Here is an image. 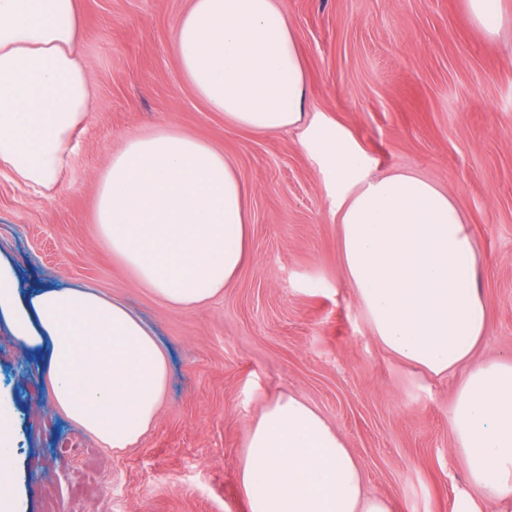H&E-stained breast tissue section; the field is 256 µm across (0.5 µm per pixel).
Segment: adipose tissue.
Returning <instances> with one entry per match:
<instances>
[{"label": "adipose tissue", "mask_w": 512, "mask_h": 512, "mask_svg": "<svg viewBox=\"0 0 512 512\" xmlns=\"http://www.w3.org/2000/svg\"><path fill=\"white\" fill-rule=\"evenodd\" d=\"M79 0H0V172L54 186L87 121L93 80L76 46ZM181 71L210 111L256 132L299 128L326 158L340 254L372 336L433 376L465 369L451 411L454 449L482 497L512 502V360L477 361L488 305L479 251L448 190L410 172L375 173L340 124L306 120V73L278 0H189L173 37ZM99 239L175 307L200 306L249 256L246 190L208 142L176 127L126 138L98 178ZM0 317L24 346L51 341L57 409L109 448L136 444L162 401L167 360L125 305L91 288L22 296L0 261ZM10 414L0 405V512H17ZM241 487L248 512H397L367 494L341 435L304 398L272 400L254 423Z\"/></svg>", "instance_id": "ef3b65f1"}]
</instances>
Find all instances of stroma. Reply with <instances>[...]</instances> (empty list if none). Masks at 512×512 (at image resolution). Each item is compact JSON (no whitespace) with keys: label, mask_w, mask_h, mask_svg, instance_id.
I'll use <instances>...</instances> for the list:
<instances>
[{"label":"stroma","mask_w":512,"mask_h":512,"mask_svg":"<svg viewBox=\"0 0 512 512\" xmlns=\"http://www.w3.org/2000/svg\"><path fill=\"white\" fill-rule=\"evenodd\" d=\"M188 0H81L79 51L95 104L58 182L0 174V259L21 293L90 287L125 304L167 356L164 396L115 450L52 405L50 348L0 320V399L13 409L19 512H247L239 464L272 398L303 397L359 461L369 494L451 512L468 489L450 408L464 373L434 378L385 352L345 282L322 160L297 130L252 132L183 77L173 30ZM307 77L309 115L346 127L376 172L448 190L480 253L488 309L478 361L512 359V0L488 36L466 0H279ZM165 125L223 152L247 191L249 259L206 305L172 306L98 239L100 172L125 138Z\"/></svg>","instance_id":"obj_1"}]
</instances>
